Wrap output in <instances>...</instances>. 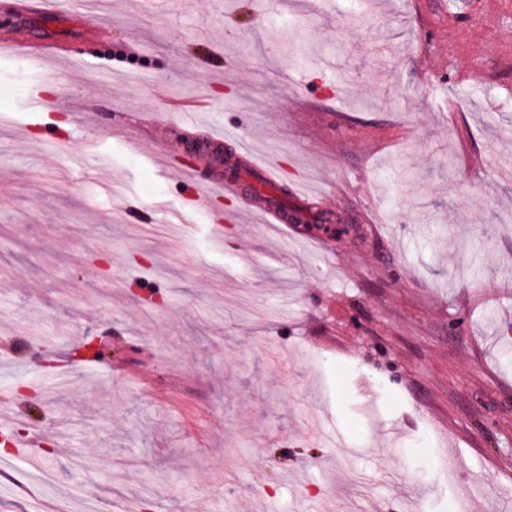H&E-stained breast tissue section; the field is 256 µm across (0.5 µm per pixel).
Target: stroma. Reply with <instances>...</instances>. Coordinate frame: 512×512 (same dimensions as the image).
<instances>
[{
  "label": "stroma",
  "instance_id": "stroma-1",
  "mask_svg": "<svg viewBox=\"0 0 512 512\" xmlns=\"http://www.w3.org/2000/svg\"><path fill=\"white\" fill-rule=\"evenodd\" d=\"M59 7L78 60L0 53V512H512V0ZM200 100L352 232L195 206Z\"/></svg>",
  "mask_w": 512,
  "mask_h": 512
}]
</instances>
